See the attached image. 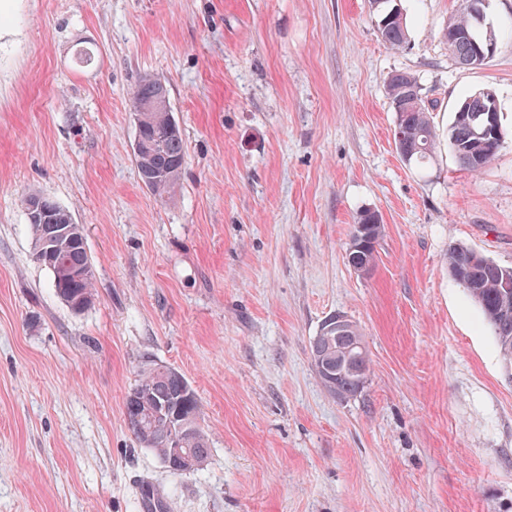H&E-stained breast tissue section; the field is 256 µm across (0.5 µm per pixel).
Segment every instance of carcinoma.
<instances>
[{
	"label": "carcinoma",
	"mask_w": 512,
	"mask_h": 512,
	"mask_svg": "<svg viewBox=\"0 0 512 512\" xmlns=\"http://www.w3.org/2000/svg\"><path fill=\"white\" fill-rule=\"evenodd\" d=\"M374 11L379 14L378 32L381 39L393 48L401 47L408 40L406 16L393 0H374ZM466 6L448 20V50L455 61L470 66L475 48L473 18ZM161 81L145 79L133 92L132 107L137 116L136 137L150 146L134 154L135 164L144 185L161 197L176 184L185 163V144L175 122L169 97L159 96ZM387 96L393 111L397 112L394 141L400 156L409 162L424 164L434 153L436 132L429 118V104L421 93L417 78L409 72L393 74L387 85ZM151 105L147 112L138 111L140 103ZM490 102L483 90L471 92L455 106L449 129V145L460 165L479 172L497 155L503 144L502 127L497 136L480 138L472 116L488 109ZM56 223L69 227L70 239L62 251L59 263L49 268L57 297L73 312L80 313L94 303V271L83 227L72 221L70 213L52 199H47ZM365 227L363 235L370 245L349 253L352 267L370 268L376 259L383 224L379 215L371 210L362 212L354 233ZM32 234V258L46 248L41 223H29ZM448 271L463 288L468 298L480 309L494 336L502 355L505 369L512 371V266L498 264L474 250L455 245L448 250ZM312 361L319 359L331 363L330 370L318 372L323 386L331 394L347 398L362 391L355 376L336 371V337L320 332L311 343ZM199 400L185 376L178 370L153 364L143 368L126 396L124 416L128 429L144 447L164 457L169 448L171 431L167 420L180 419L181 447L189 449V469H196L208 459V438L199 424Z\"/></svg>",
	"instance_id": "carcinoma-1"
}]
</instances>
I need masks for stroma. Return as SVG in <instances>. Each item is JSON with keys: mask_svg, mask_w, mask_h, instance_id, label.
Instances as JSON below:
<instances>
[{"mask_svg": "<svg viewBox=\"0 0 512 512\" xmlns=\"http://www.w3.org/2000/svg\"><path fill=\"white\" fill-rule=\"evenodd\" d=\"M399 6L394 49L369 0H0V512H140L146 482L163 512H512V377L448 272L457 244L512 265V0H487L477 68L448 51L463 0ZM399 71L432 106L423 168L395 148ZM145 79L186 146L161 198L133 156ZM480 88L504 143L472 173L448 127ZM31 193L83 227L84 312L31 258ZM365 210L383 232L361 273ZM335 314L370 357L346 399L311 359ZM147 363L199 397L198 469L171 473L124 421ZM359 226H364L365 232H361L359 230ZM382 229V221L376 212L366 210L359 215L357 224H354L352 239L356 237L357 233H359V235H361L362 237L368 236L369 239L367 240V242L372 243L373 245L364 246L361 249H356L358 247L356 246V244H350V248L351 245L352 248L349 249H355L348 254V263L350 264V266H352L353 268H355L356 266H362L369 269L374 265L377 252L376 246L379 243L382 234Z\"/></svg>", "mask_w": 512, "mask_h": 512, "instance_id": "1", "label": "stroma"}]
</instances>
